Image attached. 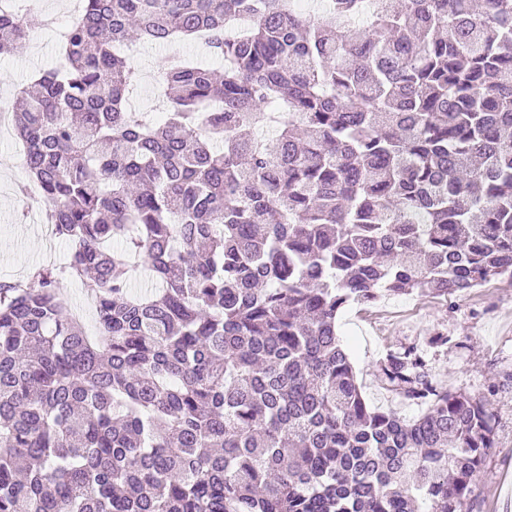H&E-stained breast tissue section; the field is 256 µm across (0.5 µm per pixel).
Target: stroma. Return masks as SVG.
<instances>
[{
	"mask_svg": "<svg viewBox=\"0 0 512 512\" xmlns=\"http://www.w3.org/2000/svg\"><path fill=\"white\" fill-rule=\"evenodd\" d=\"M76 0H31L26 16L31 37L12 54L0 55V103L12 104L18 90L58 63L56 19H69ZM168 48L137 45L141 72L137 101L143 109L162 110L157 75ZM25 177L23 146L15 131L0 126V281L16 280L45 262H65L70 247L48 231L44 205L23 199L17 185ZM337 331L355 367L370 406L393 408L403 417L419 415L386 391L377 372L379 360L423 337L446 335L444 347L425 356L445 389L487 397L497 415V446L473 479V512H512V281L496 279L458 299L385 297L371 306L350 305L338 314Z\"/></svg>",
	"mask_w": 512,
	"mask_h": 512,
	"instance_id": "1",
	"label": "stroma"
}]
</instances>
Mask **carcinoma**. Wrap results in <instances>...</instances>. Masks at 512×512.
Returning <instances> with one entry per match:
<instances>
[{"label": "carcinoma", "mask_w": 512, "mask_h": 512, "mask_svg": "<svg viewBox=\"0 0 512 512\" xmlns=\"http://www.w3.org/2000/svg\"><path fill=\"white\" fill-rule=\"evenodd\" d=\"M192 40L156 122L116 49ZM10 117L71 251L0 282V512H471L491 402L412 343L371 407L336 318L512 280V0H82Z\"/></svg>", "instance_id": "obj_1"}]
</instances>
